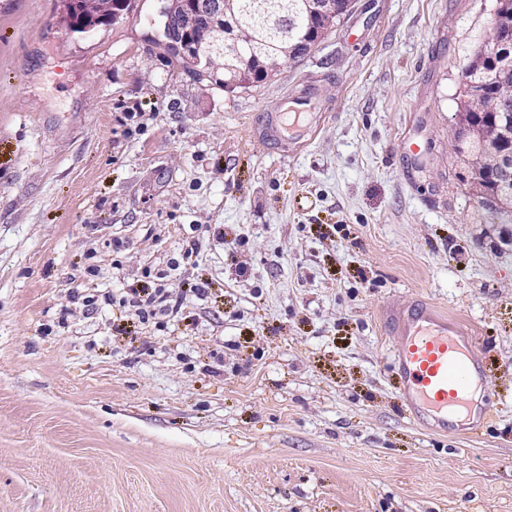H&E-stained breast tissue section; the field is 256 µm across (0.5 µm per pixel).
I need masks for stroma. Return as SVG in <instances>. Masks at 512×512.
Segmentation results:
<instances>
[{
  "mask_svg": "<svg viewBox=\"0 0 512 512\" xmlns=\"http://www.w3.org/2000/svg\"><path fill=\"white\" fill-rule=\"evenodd\" d=\"M495 6L358 0L228 91L154 0L87 34L0 0V512H512V206L448 141ZM307 86L330 116L288 156L267 116ZM415 304L490 346L478 432L399 408ZM161 299L160 290L157 288H146V286L142 285L140 288H129L128 297L123 302L128 304L135 312V315L141 320V318L149 317V314L153 311L151 308Z\"/></svg>",
  "mask_w": 512,
  "mask_h": 512,
  "instance_id": "obj_1",
  "label": "stroma"
}]
</instances>
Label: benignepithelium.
Returning a JSON list of instances; mask_svg holds the SVG:
<instances>
[{
    "label": "benign epithelium",
    "mask_w": 512,
    "mask_h": 512,
    "mask_svg": "<svg viewBox=\"0 0 512 512\" xmlns=\"http://www.w3.org/2000/svg\"><path fill=\"white\" fill-rule=\"evenodd\" d=\"M72 33H87L129 14V0H62ZM357 0H290L305 18L303 42L288 37L262 54L240 47L257 40L256 30L238 19L240 0H160L165 44L199 80L233 91L272 80L285 62L313 53L350 16ZM492 48L479 50L463 77L479 74L489 89H471L459 103L451 147L466 162L463 181L477 199L512 201V0H497Z\"/></svg>",
    "instance_id": "obj_1"
}]
</instances>
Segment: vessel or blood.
<instances>
[{"label":"vessel or blood","mask_w":512,"mask_h":512,"mask_svg":"<svg viewBox=\"0 0 512 512\" xmlns=\"http://www.w3.org/2000/svg\"><path fill=\"white\" fill-rule=\"evenodd\" d=\"M287 110L308 119L306 127L282 139L285 151L295 152L299 142L314 135L326 115L309 96H292ZM401 326L395 338V374L401 409L415 420L444 431L450 419H465L470 430H479L491 417L490 408H475L469 393L485 383L490 357L477 338L465 335L454 324L438 319L428 309L411 305L400 309Z\"/></svg>","instance_id":"vessel-or-blood-1"}]
</instances>
